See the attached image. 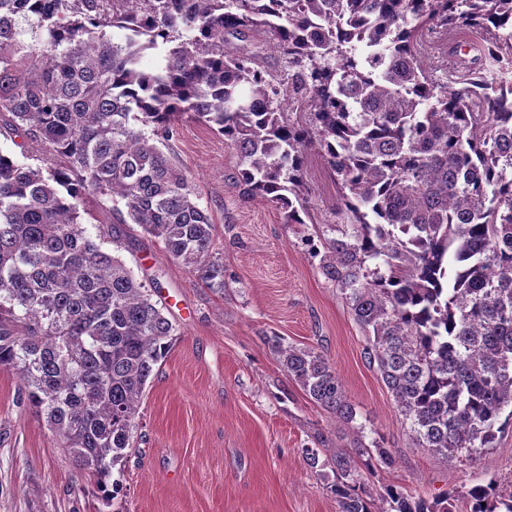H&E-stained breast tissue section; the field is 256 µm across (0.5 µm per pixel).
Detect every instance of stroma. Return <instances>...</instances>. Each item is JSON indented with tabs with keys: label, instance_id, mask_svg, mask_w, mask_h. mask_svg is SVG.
<instances>
[{
	"label": "stroma",
	"instance_id": "1",
	"mask_svg": "<svg viewBox=\"0 0 512 512\" xmlns=\"http://www.w3.org/2000/svg\"><path fill=\"white\" fill-rule=\"evenodd\" d=\"M458 41L473 56L485 46L477 33L451 31L420 47L429 74L456 88L465 76L448 47ZM169 145L214 220L224 287H208L162 242L126 225L114 253L152 288L174 334L141 398L136 446L117 467L124 495L102 497L53 443L45 418L19 404L16 374L0 369V512H339L331 468H310L302 451L328 454L357 440L382 442L394 455L393 467L369 479L376 494L397 485L433 502L493 476L512 481V428L469 462L417 444L364 360L365 338L341 291L305 245L306 226L242 196L223 135L185 118ZM305 179L314 213L329 218L338 193L317 152L307 157ZM274 336L327 357L357 422H343L289 380Z\"/></svg>",
	"mask_w": 512,
	"mask_h": 512
}]
</instances>
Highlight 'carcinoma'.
<instances>
[{"label": "carcinoma", "instance_id": "cac0c4a2", "mask_svg": "<svg viewBox=\"0 0 512 512\" xmlns=\"http://www.w3.org/2000/svg\"><path fill=\"white\" fill-rule=\"evenodd\" d=\"M451 26L491 34L492 57L512 43V0H0V129L48 153L34 168L0 151V368L106 498L123 494L112 470L174 328L79 205L122 203L119 223L224 288L211 215L159 147L184 115L224 136L242 195L288 224L311 218L305 160L320 153L343 223L311 252L421 447L471 457L512 427V88L481 56L461 61L462 89L425 71L423 31ZM256 33L288 72L265 70ZM273 342L313 402L356 420L321 352ZM302 455L334 469L340 512H375L364 473L395 462L359 440ZM381 498L385 512H453L455 494ZM465 498L469 512H512V484L493 477Z\"/></svg>", "mask_w": 512, "mask_h": 512}]
</instances>
